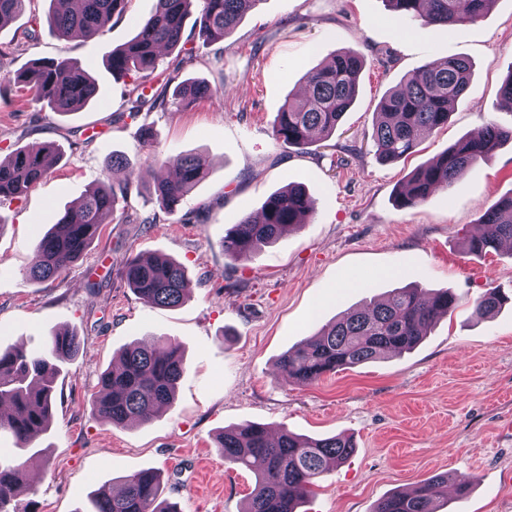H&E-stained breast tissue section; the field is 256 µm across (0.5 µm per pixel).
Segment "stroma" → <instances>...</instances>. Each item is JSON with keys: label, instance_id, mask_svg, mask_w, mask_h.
I'll list each match as a JSON object with an SVG mask.
<instances>
[{"label": "stroma", "instance_id": "1", "mask_svg": "<svg viewBox=\"0 0 512 512\" xmlns=\"http://www.w3.org/2000/svg\"><path fill=\"white\" fill-rule=\"evenodd\" d=\"M155 0H131L127 14L92 39L59 38L29 14L0 27V71L67 58L89 70L99 92L81 111H40L15 87L0 89V157L17 147L58 144L61 159L21 199L0 204V351L39 348L68 329L81 349L55 384L48 429L34 442L41 461L18 500L25 512H89L94 491L146 468L163 473L162 497L179 512H241L254 474L225 461L224 429L244 422L272 433L352 438L354 453L322 476L299 512H373L391 493L435 475H467V497L440 512H512V250L465 253L481 214L512 195V141L452 187L413 208L399 187L420 166L486 122L512 129L497 106L512 73V0H495L477 22L437 28L397 19L385 0H262L224 41L192 63L176 53L160 64L180 79L222 89L221 98L125 116L131 78L113 76L112 49L128 42ZM365 66L358 94L332 137L301 153L278 143L273 120L303 77L345 49ZM464 55L473 88L447 126L415 152L379 162L372 148L384 94L422 66ZM155 141L143 145L142 127ZM201 156L207 175L181 213L164 215L131 195L108 215L82 257L55 280L25 273L59 214L98 181L121 184L112 157L138 159L144 183L165 160ZM300 183L315 200L305 223L234 261L224 235L269 195ZM143 255H165L187 271L190 293L174 309L145 304L121 276ZM356 279L348 287V279ZM451 290L459 306L412 350L329 373L310 384L279 368L289 348L340 315L396 288ZM510 295L493 316L474 314L488 289ZM183 346L175 401L145 424L114 425L95 412L101 374L123 348L150 336Z\"/></svg>", "mask_w": 512, "mask_h": 512}]
</instances>
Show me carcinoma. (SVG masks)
Masks as SVG:
<instances>
[{
  "mask_svg": "<svg viewBox=\"0 0 512 512\" xmlns=\"http://www.w3.org/2000/svg\"><path fill=\"white\" fill-rule=\"evenodd\" d=\"M131 0H49L45 22L62 37L80 33L99 35L105 21L123 17ZM261 0H156L154 13L140 20L139 32L112 50L108 65L112 73L133 78L128 92V116L214 99L221 90L204 82H181L172 99L165 96L176 75L159 70L165 51L178 47L186 20L197 13L201 42L209 48L232 32L244 15ZM399 19L414 18L426 25L452 27L472 23L485 14L495 0H386ZM31 0H0V25L25 13ZM364 66L354 49L336 54L333 64L307 72L303 94L290 97L274 119L275 140L286 147L304 150L331 135L355 102ZM472 65L464 56L450 57L423 66L408 75L403 85L382 99L373 144L379 161L396 162L414 152L420 139L448 124L451 105L471 87ZM5 78L33 91V101L60 114L78 112L92 102L98 89L81 66L66 59L39 60L31 67ZM512 140V130L494 123L466 136L432 161L415 170L398 191L396 202L404 208L423 204L445 190L479 162L489 161L502 142ZM60 155L54 144L39 149L17 148L0 162V200H13L42 180ZM177 169L174 180L155 183L154 194L166 214L176 213L192 189L203 179L205 167L196 155L168 160ZM112 165L129 171L127 180L115 186L102 181L75 205L65 209L52 231L39 240L28 278L46 282L80 258L95 239L100 224L115 211L119 198L134 185V163L126 155L112 158ZM314 209V200L299 185L272 193L261 207V217H245L224 235V254L233 260L249 258L261 247L277 240L288 228L302 223ZM479 235L469 238L464 249L482 255L512 243V195L502 198L481 216ZM129 288L146 304L176 307L186 299L188 278L183 266L164 256L130 260L123 272ZM504 297L488 290L475 305L485 316L498 310ZM457 306L449 292L422 288H399L387 297L344 314L323 326L280 360L281 370L296 383L308 384L338 368H351L413 349L427 330ZM77 336L59 329L49 336L41 353L13 348L0 351V433L14 439L12 464L0 463V512H20L16 493L27 472L40 459L31 448L33 437L47 430L54 385L60 364L78 354ZM184 371L181 345L170 338L138 342L120 353V367L100 376L97 414L115 425L146 421L170 408L177 383ZM224 458L252 471L255 487L243 512H297L315 480L340 465L354 452L353 441L344 435L308 438L290 432L268 438L266 428L245 422L224 430L220 438ZM162 474L142 469L121 479L119 490L101 488L91 499L94 512H175L161 499ZM448 480L432 477L410 493L395 492L377 503L374 512H438Z\"/></svg>",
  "mask_w": 512,
  "mask_h": 512,
  "instance_id": "cac0c4a2",
  "label": "carcinoma"
}]
</instances>
